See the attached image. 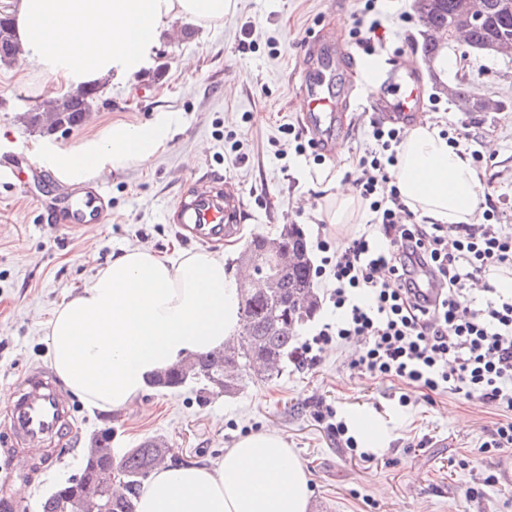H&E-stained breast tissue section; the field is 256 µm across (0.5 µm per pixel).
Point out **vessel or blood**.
<instances>
[{"label": "vessel or blood", "mask_w": 512, "mask_h": 512, "mask_svg": "<svg viewBox=\"0 0 512 512\" xmlns=\"http://www.w3.org/2000/svg\"><path fill=\"white\" fill-rule=\"evenodd\" d=\"M349 64L370 81H378L379 69L367 53L342 48L339 44L316 37L308 38L299 70L298 90L309 104L306 124L315 151L334 153L339 114L346 108L345 94L333 87L334 72L340 64ZM404 59H397V74L392 81L395 101L372 98L370 107L381 119L404 121L422 111L416 76L406 73ZM241 199L226 196L216 182L202 179L199 188L178 209V221L199 241L210 242L237 231V214ZM109 215L105 184L89 191H74L62 208L64 224H102ZM68 393L49 370L29 372L8 416L9 431L21 451L13 459L12 471L22 474L28 451L42 450L41 464L50 467L55 461L45 444L60 441L68 426Z\"/></svg>", "instance_id": "1"}]
</instances>
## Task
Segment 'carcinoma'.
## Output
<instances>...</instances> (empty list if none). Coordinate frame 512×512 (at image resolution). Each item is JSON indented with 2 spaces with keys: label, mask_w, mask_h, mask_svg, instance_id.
<instances>
[{
  "label": "carcinoma",
  "mask_w": 512,
  "mask_h": 512,
  "mask_svg": "<svg viewBox=\"0 0 512 512\" xmlns=\"http://www.w3.org/2000/svg\"><path fill=\"white\" fill-rule=\"evenodd\" d=\"M491 8L481 24L469 35V45L480 52L491 54V46L503 37L512 36V12L502 13L494 8L498 0H488ZM458 0H413V9L423 33L451 24ZM19 52L14 39L12 22L0 16V63H8ZM103 85L80 90L57 98L48 109L31 108L24 114L28 126L40 132L69 129L82 122L101 94ZM281 249H291L297 262L276 270L277 287L255 288L245 285L240 289V324L238 338L229 339L224 348L196 358L179 362L153 380V384L177 389L186 384L201 386L209 392L222 388L224 394L239 390L244 378L251 375L268 379L293 360L294 336L287 331L288 321L298 327L309 320L320 304L314 288L311 260L306 235L298 224H286L276 237ZM300 294L310 297L303 310L295 307L294 298ZM169 448L159 439H148L130 448L114 460V448L106 431L93 433L85 448V464L81 473L68 480L63 490L49 495L42 503V512H80L81 496L97 490L99 472L115 463L126 473L128 486L112 497L109 512H134V500L142 482L150 471L165 461Z\"/></svg>",
  "instance_id": "cac0c4a2"
}]
</instances>
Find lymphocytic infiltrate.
I'll list each match as a JSON object with an SVG mask.
<instances>
[{"instance_id":"1","label":"lymphocytic infiltrate","mask_w":512,"mask_h":512,"mask_svg":"<svg viewBox=\"0 0 512 512\" xmlns=\"http://www.w3.org/2000/svg\"><path fill=\"white\" fill-rule=\"evenodd\" d=\"M372 137L375 148L355 165L368 229L336 247L319 238L314 275L332 276L338 317L302 342L298 357L314 360L325 345L358 341L351 369L408 391L480 399L506 414L483 450L511 448L512 292L486 277L512 267V234L496 224L420 220L395 184L401 129L376 122Z\"/></svg>"}]
</instances>
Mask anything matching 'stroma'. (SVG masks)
Instances as JSON below:
<instances>
[{"mask_svg": "<svg viewBox=\"0 0 512 512\" xmlns=\"http://www.w3.org/2000/svg\"><path fill=\"white\" fill-rule=\"evenodd\" d=\"M365 0H235L213 27L185 21L163 33L153 63L125 82L107 83L88 119L66 131L43 134L24 123L28 109L41 106L47 89L63 94L36 69L20 72L0 65V165L30 161L25 181L0 176V388L18 394L22 375L50 363L46 342L53 310L82 288L113 256L145 247L169 256L198 250L167 215L181 194L202 175L221 181L225 194L242 196L239 231L214 242L233 274L252 236L275 237L283 225L305 231L312 262L322 254L314 210L323 193L319 173L353 183L359 155L374 148L371 114L343 117L345 136L333 159L314 152L297 155L303 134L302 97L297 90L301 45L317 36L351 45L356 19L379 20L374 39L379 67L398 54L420 61L421 28L403 23L396 0H379L365 12ZM449 81L466 78L473 94L501 105L496 112H461L442 94L430 70H423L424 118L461 148L491 155L476 169L480 191L496 206V223L512 225V56L484 55L465 43L452 44ZM166 112L171 139L149 162H134L110 173L112 207L106 223L67 227L52 219L65 192L49 183V169L36 158L46 146L69 149L113 122L140 124ZM291 134H284V127ZM351 347L327 345L311 365L288 364L277 378L246 379L232 396H200L196 387H153L131 409L103 412L76 402L74 435L57 447L63 461L52 470L32 466L12 474L8 405L0 406V497L14 512H42V502L84 466L89 437L103 428L116 434L118 450L159 438L183 463L209 464L240 437L277 428L306 466L313 512H512V449L481 452L501 415L479 399L463 401L445 393H414L398 403L399 384L359 374L348 366ZM343 420L364 414L388 435L370 460L350 454L330 432L321 411ZM497 482L483 486L487 475ZM482 486L469 499L467 488Z\"/></svg>", "mask_w": 512, "mask_h": 512, "instance_id": "1", "label": "stroma"}]
</instances>
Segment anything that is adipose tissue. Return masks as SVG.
Instances as JSON below:
<instances>
[{"label":"adipose tissue","mask_w":512,"mask_h":512,"mask_svg":"<svg viewBox=\"0 0 512 512\" xmlns=\"http://www.w3.org/2000/svg\"><path fill=\"white\" fill-rule=\"evenodd\" d=\"M232 7L233 0H0L22 48L18 69L36 67L72 88L133 77L174 21L208 27ZM170 137L171 118L161 112L144 124L113 123L73 149L45 151L40 162L62 182H87L150 161ZM395 182L405 204L431 221L473 223L475 172L433 124L406 128ZM362 210L353 188L340 184L323 216L356 224ZM238 294L222 252L172 259L125 249L58 306L49 323L51 366L85 404L127 409L152 374L223 347L238 328ZM312 496L304 463L267 429L240 437L212 464L156 469L136 512H310Z\"/></svg>","instance_id":"obj_1"}]
</instances>
